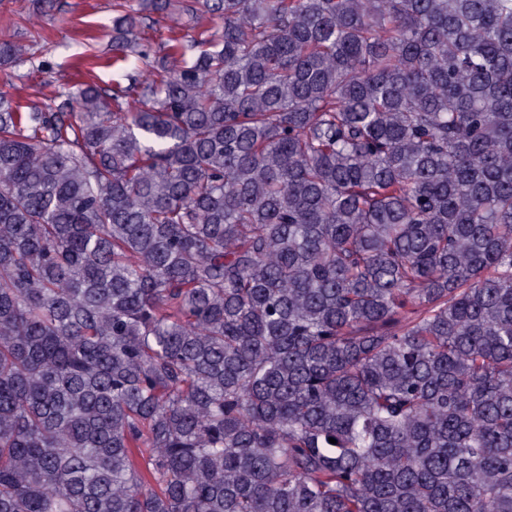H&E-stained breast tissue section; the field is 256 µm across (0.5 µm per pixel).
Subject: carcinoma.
<instances>
[{
  "label": "carcinoma",
  "instance_id": "obj_1",
  "mask_svg": "<svg viewBox=\"0 0 512 512\" xmlns=\"http://www.w3.org/2000/svg\"><path fill=\"white\" fill-rule=\"evenodd\" d=\"M182 11L0 93V512H512V0Z\"/></svg>",
  "mask_w": 512,
  "mask_h": 512
}]
</instances>
